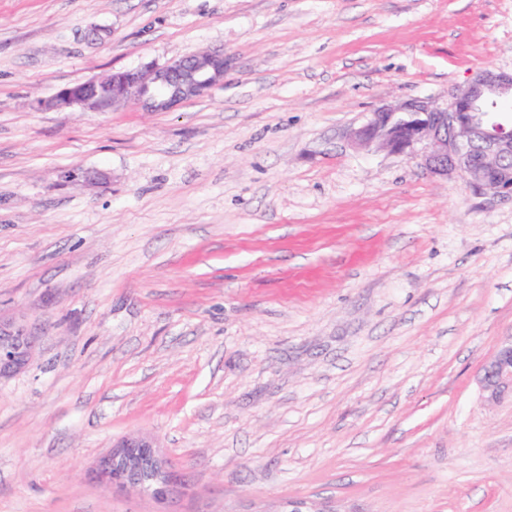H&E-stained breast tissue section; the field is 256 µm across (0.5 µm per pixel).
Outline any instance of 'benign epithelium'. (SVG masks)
<instances>
[{
	"label": "benign epithelium",
	"instance_id": "7a95c632",
	"mask_svg": "<svg viewBox=\"0 0 512 512\" xmlns=\"http://www.w3.org/2000/svg\"><path fill=\"white\" fill-rule=\"evenodd\" d=\"M224 52H202L163 66L115 71L102 79L67 86L46 102L59 111L76 108L98 111L102 100L110 106L137 102L151 112H166L201 98L224 85ZM512 100V72L484 69L459 88L445 108L422 99L396 107H380L367 122L349 132L359 147H375L404 154L417 145L425 148L422 164L433 175H456L475 195L512 196V119L499 115V106ZM35 345L31 330L0 320V380L29 364ZM484 400L497 403L512 396V339L482 367L479 379ZM98 473L122 488L161 499L174 472L153 438L122 440L98 463Z\"/></svg>",
	"mask_w": 512,
	"mask_h": 512
}]
</instances>
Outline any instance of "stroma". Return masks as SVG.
Listing matches in <instances>:
<instances>
[{
	"mask_svg": "<svg viewBox=\"0 0 512 512\" xmlns=\"http://www.w3.org/2000/svg\"><path fill=\"white\" fill-rule=\"evenodd\" d=\"M208 49L168 112L46 108ZM512 70V0H0V512H512V198L347 137ZM129 434L178 482L94 475ZM34 345L35 336L27 326L0 319V382L28 366ZM479 384L482 397L489 403L512 396V338L483 365Z\"/></svg>",
	"mask_w": 512,
	"mask_h": 512,
	"instance_id": "stroma-1",
	"label": "stroma"
}]
</instances>
